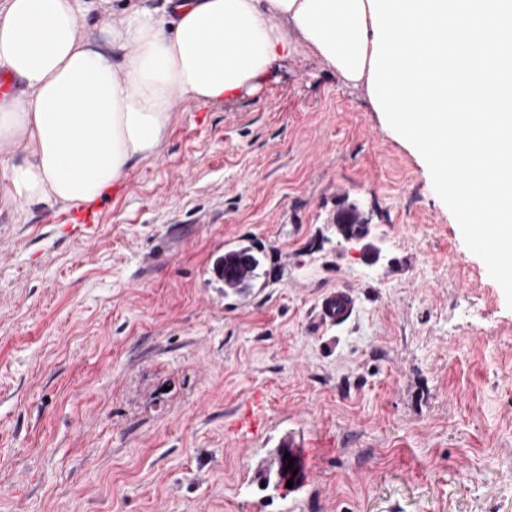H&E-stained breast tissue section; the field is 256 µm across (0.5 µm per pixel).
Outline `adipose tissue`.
Listing matches in <instances>:
<instances>
[{
  "mask_svg": "<svg viewBox=\"0 0 512 512\" xmlns=\"http://www.w3.org/2000/svg\"><path fill=\"white\" fill-rule=\"evenodd\" d=\"M99 7L0 0V74L17 85L0 94V207L98 201L161 151L176 100L235 99L302 44L368 86V0H139L121 24L79 36Z\"/></svg>",
  "mask_w": 512,
  "mask_h": 512,
  "instance_id": "ef3b65f1",
  "label": "adipose tissue"
}]
</instances>
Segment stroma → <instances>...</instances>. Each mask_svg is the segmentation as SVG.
<instances>
[{
	"label": "stroma",
	"instance_id": "35a3bbf8",
	"mask_svg": "<svg viewBox=\"0 0 512 512\" xmlns=\"http://www.w3.org/2000/svg\"><path fill=\"white\" fill-rule=\"evenodd\" d=\"M346 197L377 261L336 235ZM92 209H0V512H512V308L423 157L312 51L177 101ZM239 243L267 272L246 297L212 272ZM338 288L354 312L318 328ZM284 441L304 478L264 488Z\"/></svg>",
	"mask_w": 512,
	"mask_h": 512
}]
</instances>
